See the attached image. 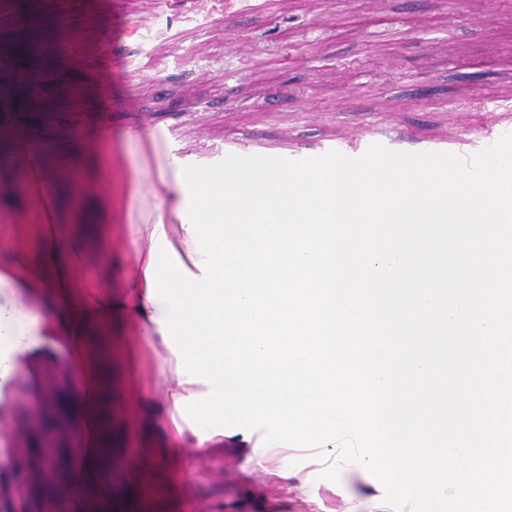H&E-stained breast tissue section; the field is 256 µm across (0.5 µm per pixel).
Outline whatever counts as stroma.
<instances>
[{
    "label": "stroma",
    "mask_w": 512,
    "mask_h": 512,
    "mask_svg": "<svg viewBox=\"0 0 512 512\" xmlns=\"http://www.w3.org/2000/svg\"><path fill=\"white\" fill-rule=\"evenodd\" d=\"M36 80L0 94L47 151L91 126L166 136L186 164L235 142L291 152L365 140L456 144L469 127L512 130V0H0V61ZM136 334L103 349L104 480L112 512H371L383 486L364 467L338 481L289 453L279 478L232 444L164 452L162 417L139 410L128 374ZM66 346L47 349L9 407L0 512H76L83 424Z\"/></svg>",
    "instance_id": "stroma-1"
}]
</instances>
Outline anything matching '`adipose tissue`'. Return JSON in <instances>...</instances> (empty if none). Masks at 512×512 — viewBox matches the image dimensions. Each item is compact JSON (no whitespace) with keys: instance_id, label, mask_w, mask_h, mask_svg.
<instances>
[{"instance_id":"1","label":"adipose tissue","mask_w":512,"mask_h":512,"mask_svg":"<svg viewBox=\"0 0 512 512\" xmlns=\"http://www.w3.org/2000/svg\"><path fill=\"white\" fill-rule=\"evenodd\" d=\"M115 140L121 149L114 153L107 171L82 169L81 150ZM128 147L140 156L137 178L131 183L124 178ZM0 168L6 173L15 168L41 172L40 178L29 182L28 217L17 219L13 226L16 237L34 233L37 249L32 252L22 245L9 259L0 261V426L8 421L6 408L22 376L43 348L66 344L69 368L82 377L73 402L86 423L85 454L68 488L79 494L81 512H110L112 499L101 478L103 371L88 335L111 331L114 315L132 313L146 345L155 353L152 391L163 397L156 410L166 419L170 441L183 440L191 432L176 401L209 391L207 384L189 383L178 375L177 357L165 343L159 324L164 305L150 298L145 275L150 248L161 233L183 267L194 270L199 255L180 218L187 206L186 193L164 142L128 129L117 136L85 129L78 139L58 144L50 162L42 163L28 131L17 126L0 138ZM119 218L124 221L127 249L134 260L121 270L124 292L116 300L111 278L82 280L75 267L78 257L90 248L103 259H111L106 244L112 222Z\"/></svg>"}]
</instances>
